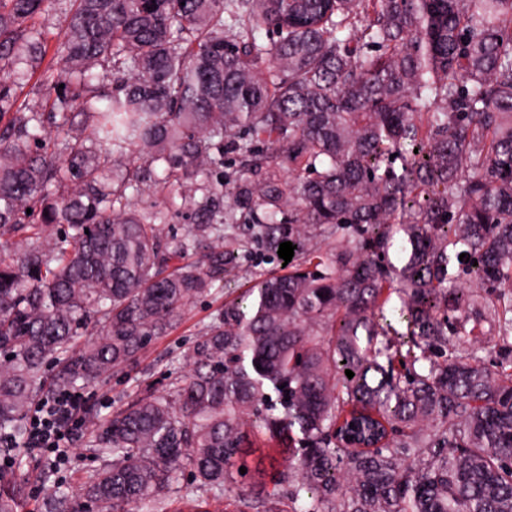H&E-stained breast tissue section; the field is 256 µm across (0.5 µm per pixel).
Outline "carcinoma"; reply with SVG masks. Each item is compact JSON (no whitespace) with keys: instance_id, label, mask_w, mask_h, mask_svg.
Masks as SVG:
<instances>
[{"instance_id":"cac0c4a2","label":"carcinoma","mask_w":512,"mask_h":512,"mask_svg":"<svg viewBox=\"0 0 512 512\" xmlns=\"http://www.w3.org/2000/svg\"><path fill=\"white\" fill-rule=\"evenodd\" d=\"M49 11L47 112L18 102L16 61ZM0 121V237L25 240L0 253V432L19 440L45 384L100 381L227 282L224 228L297 245L185 379L90 415L103 463L77 489L44 474L45 512H209L199 494L242 466L262 491L223 512H512V0H0ZM48 124L53 151L32 150ZM174 192L196 223L166 240ZM456 312L493 319L495 369ZM358 412L351 448L336 426ZM21 496L0 485V512Z\"/></svg>"}]
</instances>
